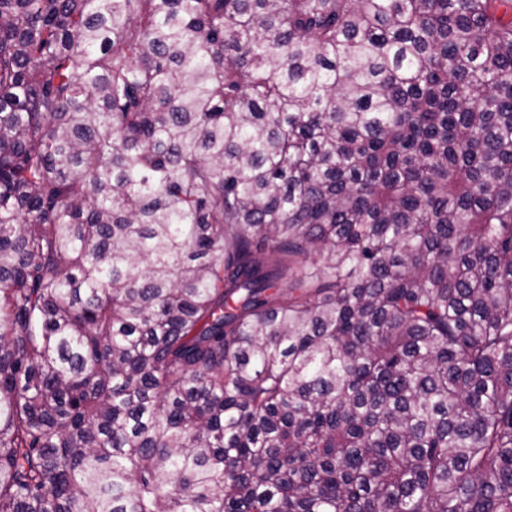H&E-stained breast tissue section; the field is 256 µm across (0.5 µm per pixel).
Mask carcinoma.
I'll use <instances>...</instances> for the list:
<instances>
[{"label": "carcinoma", "instance_id": "carcinoma-1", "mask_svg": "<svg viewBox=\"0 0 512 512\" xmlns=\"http://www.w3.org/2000/svg\"><path fill=\"white\" fill-rule=\"evenodd\" d=\"M512 0H0V512H512Z\"/></svg>", "mask_w": 512, "mask_h": 512}]
</instances>
